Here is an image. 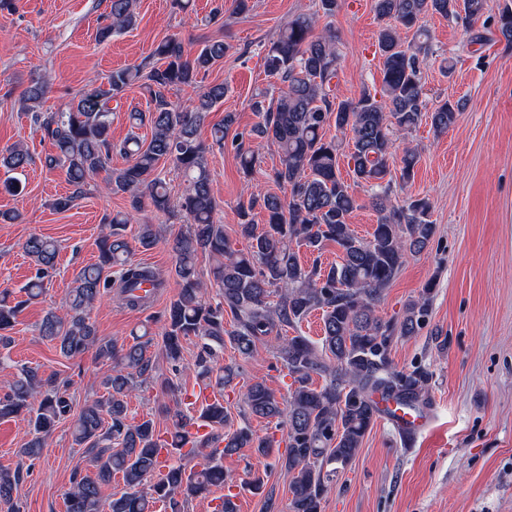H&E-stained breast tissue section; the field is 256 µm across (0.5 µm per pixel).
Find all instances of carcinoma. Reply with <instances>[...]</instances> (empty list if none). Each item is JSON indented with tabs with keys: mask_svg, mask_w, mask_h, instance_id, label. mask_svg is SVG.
<instances>
[{
	"mask_svg": "<svg viewBox=\"0 0 512 512\" xmlns=\"http://www.w3.org/2000/svg\"><path fill=\"white\" fill-rule=\"evenodd\" d=\"M380 21L378 48L383 65L380 92L362 91L354 99L333 96L331 81L337 77L340 53L336 35L314 34L316 16H300L284 25L264 57L265 71L280 83L279 96L272 101L260 92L251 107L260 118L248 132L236 138L240 170L251 176L260 167L256 149L244 147V140L260 139L277 144L279 164L270 178L282 191H257L238 203L239 233L248 240L247 251L234 247L216 220L217 202L211 190L207 160L209 147L198 139V128L212 110L224 103L228 92L222 83L206 86L187 103H176L169 93L180 86L197 83L215 64L224 60L229 46L210 41L196 54L187 53L176 38L161 41L154 50L157 64L112 71L106 82L70 102L66 110L37 113L34 122L47 137L55 153L46 157V166L62 167L73 191L57 198L54 208L70 209L85 194V186L100 172H108V192L128 196L130 211L107 220L108 232L97 243L98 261L75 274L63 313L50 310L40 324V335L56 342L66 358L93 352L97 360L110 363L103 379L107 397L85 402L74 416L72 436L86 449L92 472H74L67 496V512H155L158 503L170 512H184L189 500L206 496L220 487L227 493L215 499L212 512H237L236 494L241 487L255 495L266 490L264 478L254 474L238 479L224 469V457L250 448L260 456L272 452V444L256 436L244 424L226 432L229 418L218 399L201 408L194 419L177 411L173 431L165 439L152 418L137 423L127 421V398L147 379L155 366L148 349L149 331L132 335L129 343L105 340L90 322L95 303L110 293L112 282L104 270L119 268L123 303L142 307L162 285L159 273L134 262L126 238L132 213L148 204L155 210L187 219L189 227L172 240L175 274L179 292L160 316L162 354L178 371L182 360V340H201L193 363L198 384L224 391L241 376V365L223 364L220 353L225 343L247 359L274 332L297 326L316 310L322 311L323 337L316 345L308 338L279 337L276 358L292 379L282 394L264 381L246 386L243 410L253 416L276 420L286 429V450L276 458V466L288 481V512H321V503L336 474L355 460L362 442L381 416L377 399L394 401L421 414L431 406L430 373L417 364L399 370L391 354L395 344L420 334L431 321L434 282L409 300L401 316L383 319L376 308L384 291L411 255L424 252L436 234L430 220L431 202L422 196L409 197L400 204L391 201L390 163H398L400 179L413 178L420 161L410 147L397 154L403 134L430 121L439 134L448 132L465 102L445 99L427 110L421 63L429 45L424 19L430 14L468 21V41H484L474 23L489 12L499 40L512 46V3L504 0H374ZM111 23L100 36L108 37L131 27L136 21V0H110ZM413 32L414 41L402 44L399 29ZM135 87L150 98L152 108L128 112L131 127H151V139L143 142L132 133L121 144H112L111 103ZM334 117L336 131L350 134L347 143L328 138L324 126ZM235 122V114L212 125L214 144L224 139ZM125 156L127 165L108 168L113 152ZM353 183L369 188L370 204L377 212V224L368 237L359 236L349 224V216L360 207L351 184L342 177L341 157ZM169 159L181 170L186 187L177 207H172L164 183L154 174L160 160ZM30 155L21 145L0 153V168L22 169ZM264 214L265 228L257 230L254 212ZM136 240L145 250L158 241L153 224L138 226ZM336 245L339 262L322 265L324 249ZM317 253L309 267L299 260L298 250ZM25 252L36 266L35 276L13 301L15 292L0 290V345L10 343L6 331L13 328L23 306L38 299L44 280L53 269L58 254L55 240L34 235ZM201 254L212 257L213 280L221 288L222 300H206L207 285L197 271ZM277 301H270L271 295ZM232 324L224 326V316ZM155 378V377H153ZM322 380L317 384L316 380ZM164 390L169 379L156 377ZM72 405L60 393L52 375L23 367L0 396V418H22L32 438L20 449L21 462L14 470H0V502L13 512V493L41 456L45 439ZM203 427L207 433L188 440L190 429ZM192 450L182 452L187 442ZM178 463L162 470L160 451ZM203 460L195 466L192 461ZM119 476L124 488L104 495Z\"/></svg>",
	"mask_w": 512,
	"mask_h": 512,
	"instance_id": "obj_1",
	"label": "carcinoma"
}]
</instances>
